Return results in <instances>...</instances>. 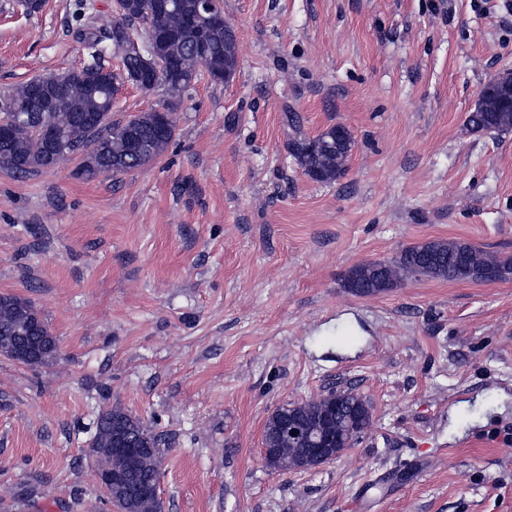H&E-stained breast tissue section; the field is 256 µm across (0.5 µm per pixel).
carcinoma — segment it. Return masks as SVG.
I'll list each match as a JSON object with an SVG mask.
<instances>
[{"mask_svg":"<svg viewBox=\"0 0 512 512\" xmlns=\"http://www.w3.org/2000/svg\"><path fill=\"white\" fill-rule=\"evenodd\" d=\"M196 0H180V6L166 13L141 14L132 12L116 15L112 24L100 29L91 14L78 15L76 37L87 55L88 62L79 70L35 78L18 87L5 102L0 104L4 117L0 120L11 126L10 135L0 140V167L19 176H28L53 170L58 166L78 160L76 174L88 179L101 175L116 176L152 164L172 141L176 125L165 134L156 132L154 112H144L123 124L110 120L112 102L119 90L117 75L102 64L104 48L108 47L119 57L123 78L132 80L146 66L148 47L164 36L162 57L178 64L175 74L167 71L157 76L154 85H163L172 95L183 92L199 75L224 71V63L237 61L236 47L226 43L224 23H212L205 32L206 50L196 48V34L188 25L195 11ZM143 27L146 39L139 49H131L130 31ZM58 87L57 95L49 102L48 111L38 112L33 104L32 86ZM49 126L61 138L57 149H50L42 139L41 131ZM466 128L474 133L486 131H512V112H482L476 109L467 113ZM137 139L141 150H132L130 141ZM290 153L296 165L307 174L320 173L318 183H332L343 177L345 168L336 167V154L332 150L315 153L309 148V138L295 140ZM428 276L448 281L470 279L473 281L499 280L512 274V261L498 260L482 248L453 241L434 240L403 249L389 261H369L349 269L343 287L355 295H375L396 287L412 275ZM32 321V334L28 341L41 350L40 357L28 360L29 366L48 364L57 358L58 344L52 342L49 326L33 304L14 294L0 295V349L10 355L9 347L21 341L17 329ZM364 403V398L349 391L341 404L336 402L309 401L303 405L285 403L272 412L266 421L262 443L279 448L285 438L284 426L294 419L308 424L317 421L320 413L330 410L338 422L339 446L352 447L350 443V418ZM120 428L137 438L142 447L152 448L155 456L141 464L142 477L148 479L155 473L153 460L161 457V439L143 422L115 407L101 412L95 421L91 452L97 458L98 469L112 467V436ZM123 512H162V502L132 501L120 505Z\"/></svg>","mask_w":512,"mask_h":512,"instance_id":"1","label":"carcinoma"}]
</instances>
